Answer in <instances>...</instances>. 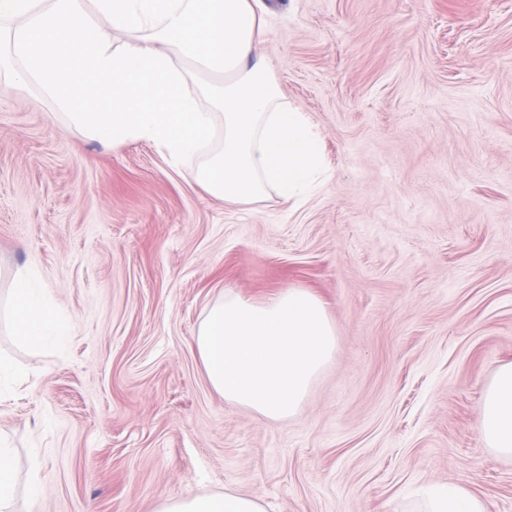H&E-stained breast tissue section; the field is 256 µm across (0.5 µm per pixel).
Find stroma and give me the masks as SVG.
<instances>
[{"label":"stroma","instance_id":"obj_1","mask_svg":"<svg viewBox=\"0 0 512 512\" xmlns=\"http://www.w3.org/2000/svg\"><path fill=\"white\" fill-rule=\"evenodd\" d=\"M257 45L331 177L308 202L225 203L148 141L106 145L0 81V308L38 269L70 337L0 316V440L37 502L155 512L234 492L267 512H419L456 483L512 512V460L479 408L512 363V0H257ZM305 288L336 351L270 421L209 384L211 305Z\"/></svg>","mask_w":512,"mask_h":512}]
</instances>
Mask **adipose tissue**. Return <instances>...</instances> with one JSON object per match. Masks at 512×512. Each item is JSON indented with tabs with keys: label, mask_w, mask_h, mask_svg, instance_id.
<instances>
[{
	"label": "adipose tissue",
	"mask_w": 512,
	"mask_h": 512,
	"mask_svg": "<svg viewBox=\"0 0 512 512\" xmlns=\"http://www.w3.org/2000/svg\"><path fill=\"white\" fill-rule=\"evenodd\" d=\"M263 34L254 0H0V77L36 87L74 126L112 144L145 140L173 160L198 156V180L231 204L268 193L305 202L327 180L307 113L286 103L254 58ZM212 79L201 85L194 70ZM12 321L42 349L67 332L38 270L14 276ZM479 434L512 458V363L480 404ZM423 512H488L454 483L418 490ZM158 512H266L252 495H186Z\"/></svg>",
	"instance_id": "obj_1"
}]
</instances>
